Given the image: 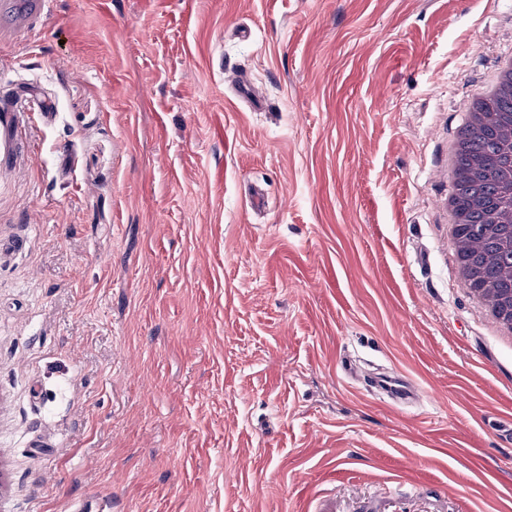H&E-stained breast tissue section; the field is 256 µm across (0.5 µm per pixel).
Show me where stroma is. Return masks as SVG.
I'll return each mask as SVG.
<instances>
[{
	"label": "stroma",
	"instance_id": "35a3bbf8",
	"mask_svg": "<svg viewBox=\"0 0 512 512\" xmlns=\"http://www.w3.org/2000/svg\"><path fill=\"white\" fill-rule=\"evenodd\" d=\"M504 53L512 0H0V512H512L443 206ZM11 14L28 24L34 19H43L51 12V0H11ZM371 385L375 390L394 402H409L418 393L416 386L406 380L393 376L389 372L375 374L371 380Z\"/></svg>",
	"mask_w": 512,
	"mask_h": 512
}]
</instances>
